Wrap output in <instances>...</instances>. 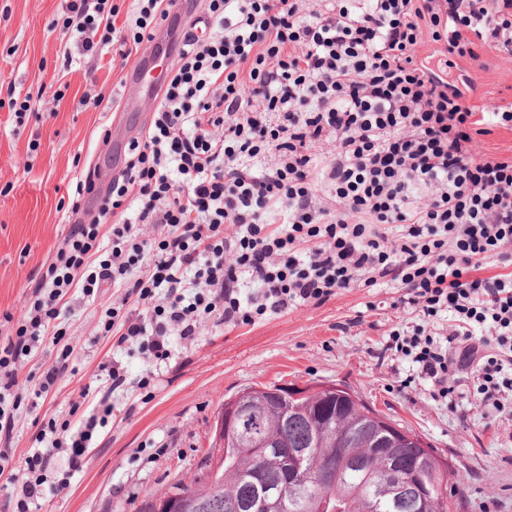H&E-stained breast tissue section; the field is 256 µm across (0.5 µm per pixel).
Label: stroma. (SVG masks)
I'll return each instance as SVG.
<instances>
[{
  "label": "stroma",
  "mask_w": 512,
  "mask_h": 512,
  "mask_svg": "<svg viewBox=\"0 0 512 512\" xmlns=\"http://www.w3.org/2000/svg\"><path fill=\"white\" fill-rule=\"evenodd\" d=\"M62 0H0V84L31 92L37 119L15 126L0 109V324L20 317L32 279L44 272L70 229L57 208L69 180L96 170L112 176V147L102 129L119 122L130 135L147 125L152 100L132 80L139 55L115 59L112 70L89 74L62 68L66 37L54 22ZM488 70H472L479 85L477 111L512 106V59L482 53ZM113 97L96 107V93ZM138 104L121 109L124 98ZM38 150H30L31 142ZM386 285L348 288L319 306L250 324L206 327L195 341L175 340V352L156 377L137 346H117L106 332L111 291L90 299L75 294L60 343L45 339L24 361L7 396L15 409L11 460L0 473V512L24 460L49 448L54 428L74 418L84 392L107 385L120 361L138 388L114 396L105 427L96 428L83 468L57 463L51 487L29 512H133L132 503L167 492L174 483L194 484L197 463L212 449L213 421L239 390L271 384L335 383L400 427L424 438L447 457L461 491L457 512H512V419L492 413L473 396V376L457 360L448 376L449 402L431 398L419 383L405 385L408 364L386 351L392 331L414 317L395 305ZM70 349L69 370L47 394L35 397L44 369Z\"/></svg>",
  "instance_id": "obj_1"
}]
</instances>
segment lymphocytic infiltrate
<instances>
[{
	"label": "lymphocytic infiltrate",
	"instance_id": "1",
	"mask_svg": "<svg viewBox=\"0 0 512 512\" xmlns=\"http://www.w3.org/2000/svg\"><path fill=\"white\" fill-rule=\"evenodd\" d=\"M177 0H133L127 42L150 49ZM175 37L151 121L107 185L73 178L78 216L34 283L23 319L0 341V463L18 367L60 340L74 291L109 288L106 329L146 361L172 356L205 323L248 324L318 306L339 290L386 284L418 322L387 348L411 362L434 400L452 393L460 351L476 394L512 416V159L477 151L469 74L479 50L512 58V0H201ZM111 0H64L65 67L108 45ZM266 159L257 168L256 159ZM99 197L98 210L87 208ZM450 315L443 335L435 319ZM53 453L25 460L18 512L41 498Z\"/></svg>",
	"mask_w": 512,
	"mask_h": 512
}]
</instances>
